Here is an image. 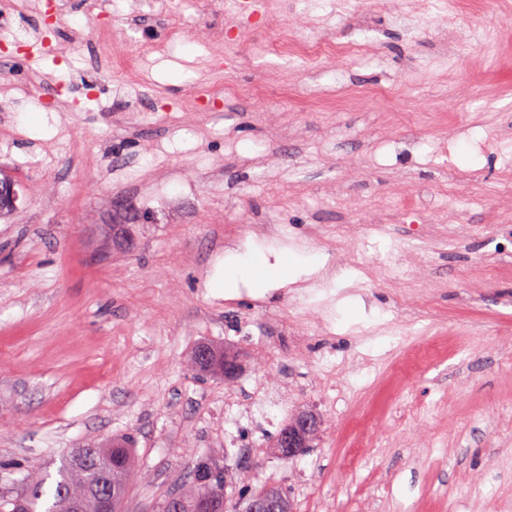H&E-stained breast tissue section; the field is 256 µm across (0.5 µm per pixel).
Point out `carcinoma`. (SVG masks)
<instances>
[{
	"mask_svg": "<svg viewBox=\"0 0 512 512\" xmlns=\"http://www.w3.org/2000/svg\"><path fill=\"white\" fill-rule=\"evenodd\" d=\"M193 364L201 372L216 375L218 366L224 364V353L214 348L212 363L195 360ZM132 444L131 437L125 436L113 439L107 448L94 445L72 449L58 469L53 502L45 512H98L96 490L100 487L113 494L116 510L120 512L127 485L133 477ZM228 487L241 498V512H248L252 502L261 495L277 498L283 505H288L289 495L285 489L256 487L242 472L222 470L205 463L196 470L188 491L178 494L181 512H197L201 499L208 503L207 512H230ZM44 495L43 479L37 471H30L12 490L0 491V512H39Z\"/></svg>",
	"mask_w": 512,
	"mask_h": 512,
	"instance_id": "1",
	"label": "carcinoma"
}]
</instances>
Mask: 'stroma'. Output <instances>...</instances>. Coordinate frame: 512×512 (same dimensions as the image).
Returning <instances> with one entry per match:
<instances>
[{
  "instance_id": "1",
  "label": "stroma",
  "mask_w": 512,
  "mask_h": 512,
  "mask_svg": "<svg viewBox=\"0 0 512 512\" xmlns=\"http://www.w3.org/2000/svg\"><path fill=\"white\" fill-rule=\"evenodd\" d=\"M183 2L120 0L113 40L153 48L133 82L86 0H65L58 55L0 57V129L17 133L0 172L19 193L0 219V486L39 469L53 490L69 449L129 435L123 512H160L203 461L249 466L296 512H512V0H203L173 46ZM289 25L364 51L267 55ZM227 79L288 99L183 109ZM269 220L285 238L261 244L299 254L296 283L211 287L246 253L242 225ZM409 249L435 284L412 305L386 273ZM269 311L324 335L297 351ZM202 342L246 354L255 421L225 418L223 380L190 365ZM306 408L318 437L280 460L269 438Z\"/></svg>"
}]
</instances>
